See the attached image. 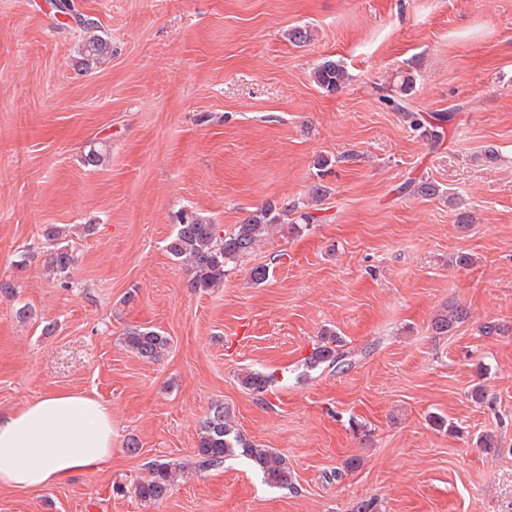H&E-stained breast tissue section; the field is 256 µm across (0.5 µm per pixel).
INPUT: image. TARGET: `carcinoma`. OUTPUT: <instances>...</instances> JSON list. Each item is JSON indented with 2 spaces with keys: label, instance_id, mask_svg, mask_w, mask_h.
<instances>
[{
  "label": "carcinoma",
  "instance_id": "obj_1",
  "mask_svg": "<svg viewBox=\"0 0 512 512\" xmlns=\"http://www.w3.org/2000/svg\"><path fill=\"white\" fill-rule=\"evenodd\" d=\"M108 39L91 34L82 40L80 47L84 69L89 70L109 53ZM350 80L345 67L331 59L317 64L313 71V81L328 92L343 91ZM414 90V78L402 77L398 94L389 93L385 88L376 89L378 101L393 111L399 112L415 130H421L432 143H438L445 132L444 123L450 116L439 113L429 119L419 112L407 108L400 98L409 96ZM304 201L289 202L282 206L267 204L249 215L244 222L227 232L215 223L192 210H181L176 216L173 232L166 240L167 253L177 262H184L190 273L189 286L208 290L224 284V277L236 267L238 262L251 256L259 244L277 225H284L286 217L299 213L292 227L309 224L314 216L303 211ZM63 228L56 224L44 226L41 238L44 251L32 248L21 254L22 261L44 256V266L56 278H69L75 264V256L70 248L61 245ZM468 310L456 303H450L431 323L437 336H446L459 324L468 319ZM124 347L139 358L153 362L160 360L170 346L169 337L150 327H130L122 333ZM339 339L334 331H324L322 344L316 347L306 365L316 369L323 364H336L343 361V353L338 350ZM274 382V376L262 372H249L242 378L244 387L255 393H264ZM247 458L259 469L265 482L278 488H290L293 470L288 459L272 448H261L248 441L230 425L224 404L212 405L199 423L197 442L198 465L208 468L224 463V458L234 455ZM175 470L167 462L156 461L145 479L133 484L136 498L145 503H156L166 497L175 481Z\"/></svg>",
  "mask_w": 512,
  "mask_h": 512
}]
</instances>
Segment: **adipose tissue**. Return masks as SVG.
I'll list each match as a JSON object with an SVG mask.
<instances>
[{
  "mask_svg": "<svg viewBox=\"0 0 512 512\" xmlns=\"http://www.w3.org/2000/svg\"><path fill=\"white\" fill-rule=\"evenodd\" d=\"M112 460V409L81 392L56 391L0 410V488L61 485Z\"/></svg>",
  "mask_w": 512,
  "mask_h": 512,
  "instance_id": "ef3b65f1",
  "label": "adipose tissue"
}]
</instances>
